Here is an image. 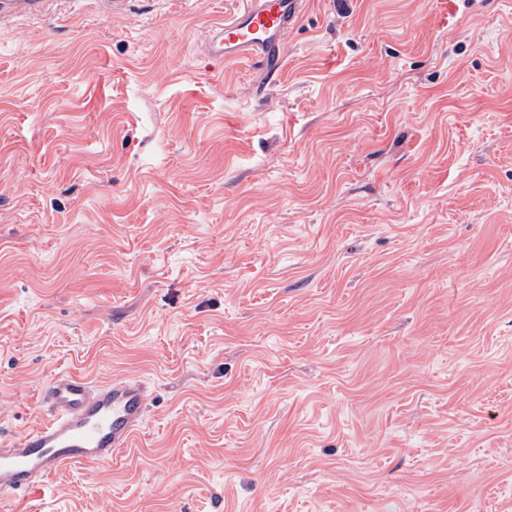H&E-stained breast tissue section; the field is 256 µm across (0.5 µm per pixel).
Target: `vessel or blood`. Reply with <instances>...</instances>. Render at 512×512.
Masks as SVG:
<instances>
[{
  "instance_id": "b4317fda",
  "label": "vessel or blood",
  "mask_w": 512,
  "mask_h": 512,
  "mask_svg": "<svg viewBox=\"0 0 512 512\" xmlns=\"http://www.w3.org/2000/svg\"><path fill=\"white\" fill-rule=\"evenodd\" d=\"M48 0H0V27L20 15H40ZM304 0H240L239 8L209 25L204 53L222 63L248 59L267 81L282 71L288 34ZM40 398L46 417L9 444L0 443V493L28 494L63 467L102 464L131 448L145 420L149 389L136 378L96 384L67 373L45 379Z\"/></svg>"
}]
</instances>
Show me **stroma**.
<instances>
[{
    "instance_id": "1",
    "label": "stroma",
    "mask_w": 512,
    "mask_h": 512,
    "mask_svg": "<svg viewBox=\"0 0 512 512\" xmlns=\"http://www.w3.org/2000/svg\"><path fill=\"white\" fill-rule=\"evenodd\" d=\"M54 0L0 28V437L130 375L136 445L0 512H500L512 500V0ZM231 15L209 25L202 35L204 53L222 63L248 59L267 82L282 71L288 33L299 23L304 0H240Z\"/></svg>"
}]
</instances>
